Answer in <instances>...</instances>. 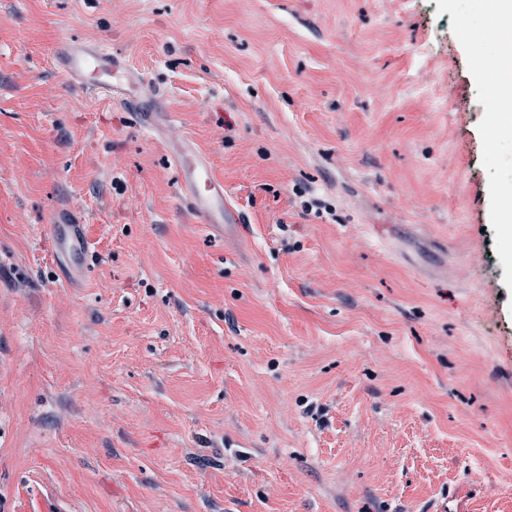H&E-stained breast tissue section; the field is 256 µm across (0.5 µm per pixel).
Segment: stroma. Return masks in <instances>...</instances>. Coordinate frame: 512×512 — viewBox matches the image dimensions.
<instances>
[{"label": "stroma", "mask_w": 512, "mask_h": 512, "mask_svg": "<svg viewBox=\"0 0 512 512\" xmlns=\"http://www.w3.org/2000/svg\"><path fill=\"white\" fill-rule=\"evenodd\" d=\"M483 43L448 0H0V512H512ZM184 143L239 223L193 215ZM52 55L62 74L79 81L88 90L112 92L116 87L130 99L138 97L140 86L129 64L112 54L105 43L82 44L64 40L57 44ZM57 266L67 278L83 275L91 257L84 224L59 221L49 224Z\"/></svg>", "instance_id": "35a3bbf8"}]
</instances>
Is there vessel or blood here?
<instances>
[{"label":"vessel or blood","instance_id":"obj_1","mask_svg":"<svg viewBox=\"0 0 512 512\" xmlns=\"http://www.w3.org/2000/svg\"><path fill=\"white\" fill-rule=\"evenodd\" d=\"M58 70L79 81L91 91L122 89L128 98L138 96L139 84L129 64L117 58L105 43L82 44L61 41L53 51ZM176 163L183 173L184 192L193 213L203 223L216 227L224 222L231 206L224 195V182L194 148L179 151ZM54 256L62 273L69 278L83 275L91 257L83 224L59 221L49 227Z\"/></svg>","mask_w":512,"mask_h":512}]
</instances>
